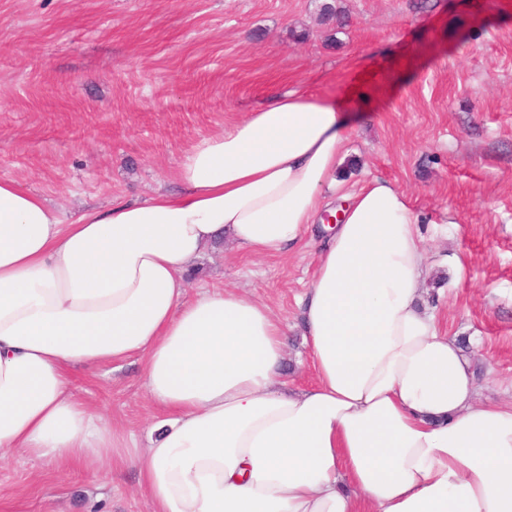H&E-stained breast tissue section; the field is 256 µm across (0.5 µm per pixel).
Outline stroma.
<instances>
[{
    "mask_svg": "<svg viewBox=\"0 0 512 512\" xmlns=\"http://www.w3.org/2000/svg\"><path fill=\"white\" fill-rule=\"evenodd\" d=\"M332 4L345 24L325 20ZM358 90L342 195L383 178L409 197L433 266L422 288L450 335L476 341L483 402L512 401V0H0V179L63 216L178 189L203 135L268 95ZM320 233L286 258L225 241L191 289L237 288L291 328L284 380L314 381L296 324ZM115 432L147 440L137 358L75 369ZM0 512H150L135 471L0 462Z\"/></svg>",
    "mask_w": 512,
    "mask_h": 512,
    "instance_id": "obj_1",
    "label": "stroma"
}]
</instances>
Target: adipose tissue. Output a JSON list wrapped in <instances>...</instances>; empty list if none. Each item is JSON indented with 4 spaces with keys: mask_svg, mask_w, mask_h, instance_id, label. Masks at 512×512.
Here are the masks:
<instances>
[{
    "mask_svg": "<svg viewBox=\"0 0 512 512\" xmlns=\"http://www.w3.org/2000/svg\"><path fill=\"white\" fill-rule=\"evenodd\" d=\"M361 108L301 91L196 139L181 189L71 217L0 180V462L109 461L153 512H512V405L476 401L470 355L419 304L405 192L349 198L299 300L316 371L283 381L288 326L185 273L230 238L293 252L337 187ZM138 357L163 416L148 447L79 399L77 367Z\"/></svg>",
    "mask_w": 512,
    "mask_h": 512,
    "instance_id": "1",
    "label": "adipose tissue"
}]
</instances>
